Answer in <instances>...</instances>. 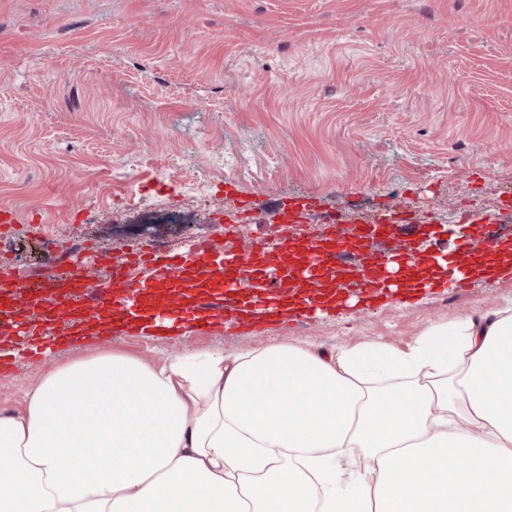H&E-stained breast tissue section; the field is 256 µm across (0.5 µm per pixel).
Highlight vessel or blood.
<instances>
[{
    "mask_svg": "<svg viewBox=\"0 0 512 512\" xmlns=\"http://www.w3.org/2000/svg\"><path fill=\"white\" fill-rule=\"evenodd\" d=\"M316 207L315 199L301 198L278 208L267 233L253 239L242 254L228 250L222 259H214L212 240L201 237L182 254L158 251L149 259L126 258L113 263L110 279L94 290L78 276L56 271L18 292L4 279L0 306L26 304L31 317L25 336L35 343L49 329L81 332L106 320L116 331L126 330L136 319L156 317L247 328L280 317H313L319 310L343 305L353 289L369 299L394 298L397 282L435 263L434 253L420 251L410 238L398 244L397 272H389L373 252L374 243L391 236L398 225L417 223L415 211L407 208L377 215L348 234L330 217L311 237L283 235V227L302 223ZM501 243L489 224L460 250L466 258L477 252L492 255Z\"/></svg>",
    "mask_w": 512,
    "mask_h": 512,
    "instance_id": "1",
    "label": "vessel or blood"
}]
</instances>
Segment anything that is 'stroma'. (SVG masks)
Listing matches in <instances>:
<instances>
[{
  "label": "stroma",
  "instance_id": "35a3bbf8",
  "mask_svg": "<svg viewBox=\"0 0 512 512\" xmlns=\"http://www.w3.org/2000/svg\"><path fill=\"white\" fill-rule=\"evenodd\" d=\"M243 148L215 175L214 157ZM301 196L346 219L418 210L444 250L466 211L497 212L512 196V0H0V207L19 217L0 275L38 280L74 242L100 280L197 233L239 251ZM240 199L249 220L227 225ZM167 211L197 233L151 232ZM510 306L505 276L243 333L116 334L112 348L153 366L274 343L403 349L429 324ZM12 343L9 412L45 369L99 346L64 337L46 358Z\"/></svg>",
  "mask_w": 512,
  "mask_h": 512
}]
</instances>
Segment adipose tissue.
<instances>
[{"instance_id":"1","label":"adipose tissue","mask_w":512,"mask_h":512,"mask_svg":"<svg viewBox=\"0 0 512 512\" xmlns=\"http://www.w3.org/2000/svg\"><path fill=\"white\" fill-rule=\"evenodd\" d=\"M0 450V512H512V308L404 350L102 352L0 411Z\"/></svg>"}]
</instances>
